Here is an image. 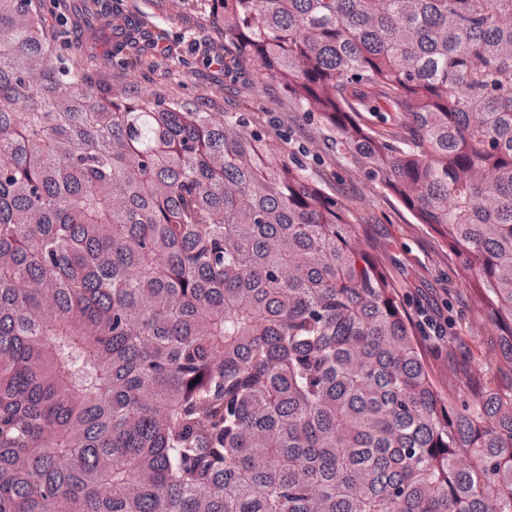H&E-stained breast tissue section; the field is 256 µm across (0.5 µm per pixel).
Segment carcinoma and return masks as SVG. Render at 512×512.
Instances as JSON below:
<instances>
[{
    "label": "carcinoma",
    "mask_w": 512,
    "mask_h": 512,
    "mask_svg": "<svg viewBox=\"0 0 512 512\" xmlns=\"http://www.w3.org/2000/svg\"><path fill=\"white\" fill-rule=\"evenodd\" d=\"M206 2L441 238L497 350L443 397L356 202L0 0V512H512V0Z\"/></svg>",
    "instance_id": "1"
}]
</instances>
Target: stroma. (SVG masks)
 I'll return each mask as SVG.
<instances>
[{"label":"stroma","instance_id":"35a3bbf8","mask_svg":"<svg viewBox=\"0 0 512 512\" xmlns=\"http://www.w3.org/2000/svg\"><path fill=\"white\" fill-rule=\"evenodd\" d=\"M109 2L126 17L146 18L141 63L118 65L101 46L74 56L73 67L128 96L187 102L219 116L261 105L260 122L272 135L287 139L289 151L327 193L366 200L361 242L391 269L412 320L420 321L425 312L454 317L452 347L429 356L428 362L443 394L462 393L465 378L479 374L481 362L492 354L495 331L489 318L474 309L469 289L456 275L458 261L449 257L442 240L416 223L379 182L350 168L332 133L316 117L289 109L281 87L256 92L255 75L225 50L224 32L200 0H44L45 30L67 48Z\"/></svg>","mask_w":512,"mask_h":512}]
</instances>
